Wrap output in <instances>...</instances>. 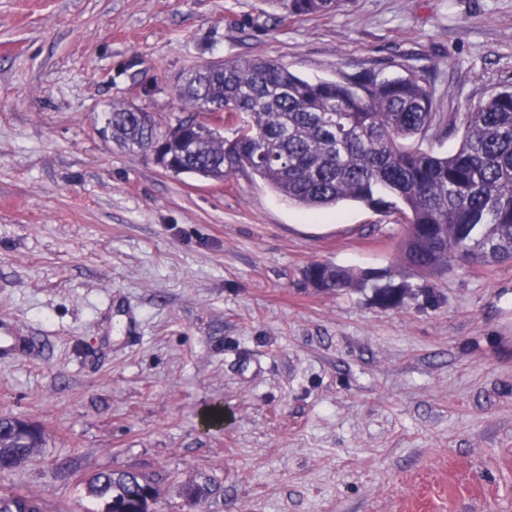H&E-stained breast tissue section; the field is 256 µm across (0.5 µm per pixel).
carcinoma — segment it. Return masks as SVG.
Returning a JSON list of instances; mask_svg holds the SVG:
<instances>
[{"label":"carcinoma","mask_w":512,"mask_h":512,"mask_svg":"<svg viewBox=\"0 0 512 512\" xmlns=\"http://www.w3.org/2000/svg\"><path fill=\"white\" fill-rule=\"evenodd\" d=\"M341 0H283L287 15L315 17ZM176 94L190 115L179 132L161 135L156 119L132 105H114L112 139L134 151L155 148L170 173L222 181L247 169L272 191L304 210L357 202L396 213L407 224L403 263L441 275L454 263L471 267L512 260V91L489 95L464 113L457 149L439 156L423 147L429 134L453 130L457 116L437 110L428 80L418 74L379 79L371 73L309 82L268 58L201 65L179 77ZM234 128V138L223 130ZM308 280L327 290L364 288L371 278L312 263ZM224 428V405L200 414ZM41 431L0 440V473L33 459ZM153 488L142 474L106 470L87 480L102 512H150ZM13 508L47 512L34 494L12 493Z\"/></svg>","instance_id":"obj_1"}]
</instances>
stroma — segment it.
Returning a JSON list of instances; mask_svg holds the SVG:
<instances>
[{"instance_id": "stroma-1", "label": "stroma", "mask_w": 512, "mask_h": 512, "mask_svg": "<svg viewBox=\"0 0 512 512\" xmlns=\"http://www.w3.org/2000/svg\"><path fill=\"white\" fill-rule=\"evenodd\" d=\"M251 57L420 72L463 113L512 88V0H0V320L30 339L0 358V417L44 435L0 493L101 512L87 479L128 470L155 512H512V263L425 278L395 214H307L249 172L175 176L113 143V105L167 130L175 75ZM314 262L404 299L314 287ZM286 16L315 17L336 11L341 0H283Z\"/></svg>"}]
</instances>
